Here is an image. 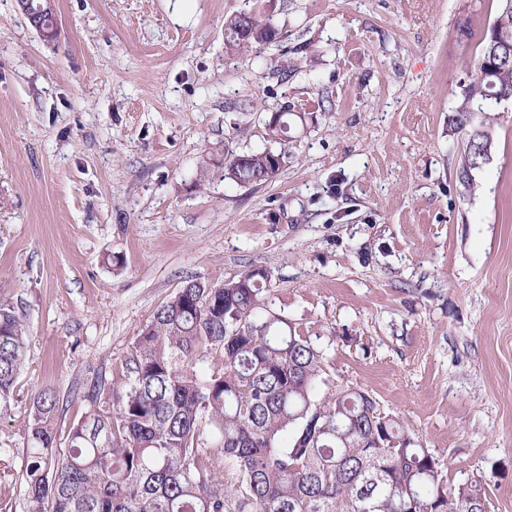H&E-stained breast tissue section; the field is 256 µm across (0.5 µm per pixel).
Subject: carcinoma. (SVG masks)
<instances>
[{"mask_svg":"<svg viewBox=\"0 0 512 512\" xmlns=\"http://www.w3.org/2000/svg\"><path fill=\"white\" fill-rule=\"evenodd\" d=\"M498 16L511 23L480 42L512 41V0ZM256 42L277 36L247 15ZM495 98L473 85L454 128ZM469 138L458 177L490 147ZM224 151V177L241 186L271 180L283 165L272 150ZM268 279L252 269L222 286L189 282L136 336L116 411L101 405L106 383L83 396L67 448H57L59 394L40 391L26 428V512H485L482 484L448 486L441 461L392 414L369 416L372 396L335 387L327 346L271 308ZM28 332L13 303L0 301V415L26 359ZM207 373L193 363L211 356ZM333 388L329 399L317 390ZM228 467L232 491L218 471Z\"/></svg>","mask_w":512,"mask_h":512,"instance_id":"cac0c4a2","label":"carcinoma"}]
</instances>
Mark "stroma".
I'll return each mask as SVG.
<instances>
[{
  "label": "stroma",
  "mask_w": 512,
  "mask_h": 512,
  "mask_svg": "<svg viewBox=\"0 0 512 512\" xmlns=\"http://www.w3.org/2000/svg\"><path fill=\"white\" fill-rule=\"evenodd\" d=\"M501 0H53V37L0 0V298L29 329L0 416V512H25V424L99 375L117 406L134 340L187 282L269 272L276 310L512 512V100L469 185L452 119ZM274 43L230 50L227 21ZM291 112L286 143L265 122ZM285 152L241 186L200 162ZM240 16H246L248 19V23L255 28L257 31V37H254V33L249 27L248 23H244L243 21L238 20ZM237 22V31L239 36V41L241 43H249L250 39L252 42H263L268 43L271 42V40L276 39L277 36V30L275 29L274 25L271 22H265L263 23V20L259 19L256 15L242 13L239 16L234 17L231 19L227 26L224 28V41L226 48L233 49V48H241L246 45H240L236 39L233 38V35L235 32L233 31L231 25L233 23Z\"/></svg>",
  "instance_id": "obj_1"
}]
</instances>
